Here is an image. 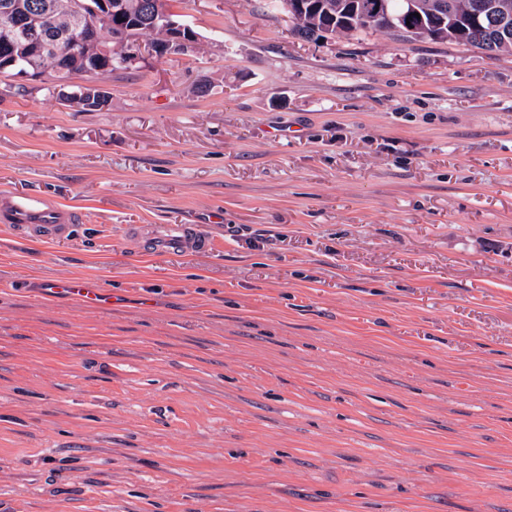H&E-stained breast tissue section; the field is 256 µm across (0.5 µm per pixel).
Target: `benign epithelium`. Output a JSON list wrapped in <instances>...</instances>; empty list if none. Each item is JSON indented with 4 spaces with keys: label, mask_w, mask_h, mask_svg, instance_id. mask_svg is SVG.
<instances>
[{
    "label": "benign epithelium",
    "mask_w": 512,
    "mask_h": 512,
    "mask_svg": "<svg viewBox=\"0 0 512 512\" xmlns=\"http://www.w3.org/2000/svg\"><path fill=\"white\" fill-rule=\"evenodd\" d=\"M409 10L399 16L389 13L388 0H373L369 9V16L373 20H385L393 28L406 31L414 36L425 32V29L413 24H407V19L419 12L417 3L408 0ZM493 8L498 12L499 30L512 28V0H497ZM287 9L292 20L297 21L306 15L323 14L328 21L322 26L326 37L336 34L334 27V14L332 6L323 0H289ZM72 11L82 23V33L79 37L81 54L79 61L83 65V75H93L100 71L103 61L112 59V47L100 43L97 38L99 26L111 24L115 21L123 23L122 34L116 37V43L125 47L127 64L131 65L140 59L141 43L138 32L145 23L159 25L164 30L162 42L148 48V52L157 56L185 55L189 52L198 53L204 49V41L201 36L187 23L177 18V14L165 10L162 11L152 0H141L135 10H128L120 0H75ZM0 20L3 21L5 31L15 32L21 30L30 46L43 44L44 27L36 15L21 16L9 4L0 7ZM58 85L73 86L79 84L91 88L88 94L77 92L65 93L64 102L75 109L97 111L105 109L110 104V97L102 85L93 81L82 80L78 83L61 78L55 80Z\"/></svg>",
    "instance_id": "obj_1"
}]
</instances>
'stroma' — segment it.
Wrapping results in <instances>:
<instances>
[{"mask_svg":"<svg viewBox=\"0 0 512 512\" xmlns=\"http://www.w3.org/2000/svg\"><path fill=\"white\" fill-rule=\"evenodd\" d=\"M171 9L217 47L108 109L0 74V191L83 218L0 229V512H512V54ZM151 245L169 254L199 253L212 250L215 241L200 224H167L153 233ZM50 289L53 293L66 294L84 306H96L105 302V298L100 293L84 288L83 283L78 279L58 281L51 284Z\"/></svg>","mask_w":512,"mask_h":512,"instance_id":"1","label":"stroma"}]
</instances>
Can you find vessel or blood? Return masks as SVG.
<instances>
[{
	"instance_id": "vessel-or-blood-1",
	"label": "vessel or blood",
	"mask_w": 512,
	"mask_h": 512,
	"mask_svg": "<svg viewBox=\"0 0 512 512\" xmlns=\"http://www.w3.org/2000/svg\"><path fill=\"white\" fill-rule=\"evenodd\" d=\"M82 221L81 215L37 194L0 195V224L12 230H24L32 236L53 241L69 235ZM152 246L169 254L199 253L212 250L215 241L198 224H168L150 237ZM52 292L63 293L72 300L96 306L104 301L100 293L84 288L77 279L59 281Z\"/></svg>"
}]
</instances>
